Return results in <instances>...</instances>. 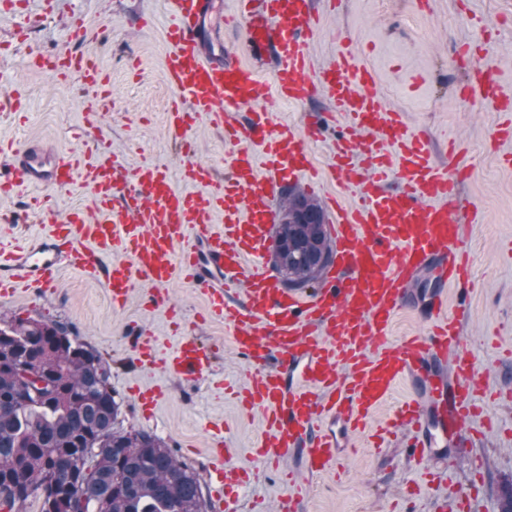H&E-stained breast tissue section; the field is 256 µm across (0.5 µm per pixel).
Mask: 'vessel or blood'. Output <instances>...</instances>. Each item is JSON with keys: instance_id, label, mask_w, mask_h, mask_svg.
<instances>
[{"instance_id": "obj_1", "label": "vessel or blood", "mask_w": 512, "mask_h": 512, "mask_svg": "<svg viewBox=\"0 0 512 512\" xmlns=\"http://www.w3.org/2000/svg\"><path fill=\"white\" fill-rule=\"evenodd\" d=\"M170 4L165 79L188 100L169 108L168 133L184 139L199 119L224 128L237 144L230 179L215 182L209 168L191 162L183 178L201 190L183 193L162 166L147 164L129 176L113 158L92 152L78 160L45 147H0L14 181L63 187L79 177L95 190L91 213L60 218L48 211L47 232L31 244L0 235V294L53 288L69 267L102 280L113 304L121 305L137 285L160 288L182 276L205 297L209 316L231 327L237 353L254 368L240 395L261 416L260 454L270 462L297 456L308 473L334 471L352 433L403 382L413 392L397 405L394 425L409 457L419 463L432 449L459 442L464 421L477 411L471 396L478 385L459 353L456 319L435 325L428 336L389 338L417 272L433 269L456 286L459 299L469 294L470 262L459 249L457 166L432 162L426 140L409 134L401 113L383 105L374 75L357 68L349 53L312 69L318 18L311 0H237L238 13L228 19L215 12L213 0ZM227 23L244 27L252 63L209 52ZM267 54L274 57L281 99L299 102L322 92L350 129L336 145L335 168L359 186L361 202L333 206L335 265L309 295L281 288L263 258L279 190L310 169L305 140L318 137L322 123L309 119L301 136L259 106L263 84L253 62ZM27 63L62 83L76 75L90 88L106 84L87 51L33 53ZM231 111L247 112V121L228 119ZM251 143L263 147L264 166L248 152ZM392 177L398 186L390 190ZM122 186L127 194L114 203ZM217 213L223 223H213ZM213 359L208 346L187 337L162 362L172 376L207 381Z\"/></svg>"}]
</instances>
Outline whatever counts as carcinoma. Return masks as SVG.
<instances>
[{
	"instance_id": "carcinoma-1",
	"label": "carcinoma",
	"mask_w": 512,
	"mask_h": 512,
	"mask_svg": "<svg viewBox=\"0 0 512 512\" xmlns=\"http://www.w3.org/2000/svg\"><path fill=\"white\" fill-rule=\"evenodd\" d=\"M273 265L289 287L318 280L333 263L320 202L299 187L281 204ZM0 512L33 498L40 512H208L197 474L174 449L147 433L117 428L111 366L59 323L0 317ZM53 378L30 398L21 368ZM499 512H512V480L502 482Z\"/></svg>"
}]
</instances>
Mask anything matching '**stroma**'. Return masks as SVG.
<instances>
[{
  "label": "stroma",
  "instance_id": "stroma-1",
  "mask_svg": "<svg viewBox=\"0 0 512 512\" xmlns=\"http://www.w3.org/2000/svg\"><path fill=\"white\" fill-rule=\"evenodd\" d=\"M314 3L319 29L311 45L313 68L350 50L358 67L373 72L384 105L402 113L408 133L428 138L437 165L447 166L450 142L463 147L459 200L470 219L460 248L477 286L463 300L453 287L445 292L449 312L463 314L461 350L473 359L486 395L462 440L434 449L420 468L397 442L376 446L374 433L389 413L379 409L353 437L341 475L307 478L300 512H440L461 501L469 512H498L499 483L512 476V400L496 397L498 390H512V139L497 135L505 113L462 90L476 69L488 67L501 93L512 97V0H342L334 10L325 0ZM74 14L92 21L86 47L107 79L108 98L92 114L86 111L92 91L79 77L61 83L25 65L33 51L53 56L74 50L65 26ZM144 15L151 19L145 26L139 23ZM171 23L167 0H55L50 13L43 0H24L18 16H0V140L78 152L88 129L95 142L111 145L126 172L160 165L176 190L191 192L195 186L184 181L182 170L194 162L225 182L234 146L223 129L196 121L187 134L196 145L190 156L167 132L166 112L177 97L164 76ZM222 44L238 61L257 63L266 85L261 104L277 123L301 134L308 118L329 111L320 93L298 103L278 98L272 60H252L242 29L225 30ZM343 133L339 122L329 121L319 140L306 142L320 182L312 187L302 179L298 185L318 200L332 195L344 204L354 201V186L333 169V145ZM162 293L166 302L159 305L151 288H138L119 307L103 281L65 268L52 291L30 288L0 298V315L64 324L109 361L119 428L156 435L176 448L210 497L224 491L209 469L213 436L228 437L233 465L253 476L239 490L242 512H251L258 500L266 512H278L280 497L289 493L284 471L300 462L276 469L262 461L258 413L235 396L216 397L209 384L170 376L163 366H137L139 332L154 338L163 356L189 330L214 349L216 381L235 387L253 372L237 354L231 329L209 319L203 296L182 277ZM424 294L417 289L396 314L391 340L429 333ZM146 390L162 393L147 415L138 398Z\"/></svg>",
  "mask_w": 512,
  "mask_h": 512
}]
</instances>
